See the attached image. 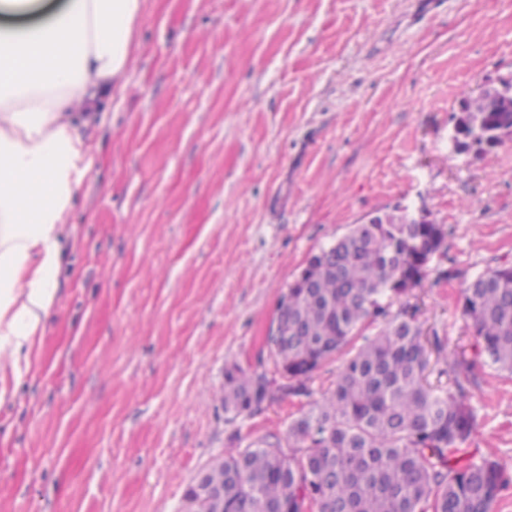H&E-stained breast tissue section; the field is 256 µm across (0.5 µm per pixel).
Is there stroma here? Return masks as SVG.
Returning <instances> with one entry per match:
<instances>
[{
  "label": "stroma",
  "instance_id": "35a3bbf8",
  "mask_svg": "<svg viewBox=\"0 0 512 512\" xmlns=\"http://www.w3.org/2000/svg\"><path fill=\"white\" fill-rule=\"evenodd\" d=\"M512 79V0H145L123 95L100 112L59 292L0 405V512H181L213 457L335 387L224 411V374L283 379L266 338L308 258L368 216L448 235L410 302L425 383L475 359L460 298L512 264V136L454 152L463 97ZM452 278H443L445 270ZM467 446L512 474V375L477 365Z\"/></svg>",
  "mask_w": 512,
  "mask_h": 512
}]
</instances>
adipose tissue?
Here are the masks:
<instances>
[{"mask_svg":"<svg viewBox=\"0 0 512 512\" xmlns=\"http://www.w3.org/2000/svg\"><path fill=\"white\" fill-rule=\"evenodd\" d=\"M144 4L68 0L37 24L0 28V368L14 376L55 303L87 132L124 90Z\"/></svg>","mask_w":512,"mask_h":512,"instance_id":"adipose-tissue-1","label":"adipose tissue"}]
</instances>
